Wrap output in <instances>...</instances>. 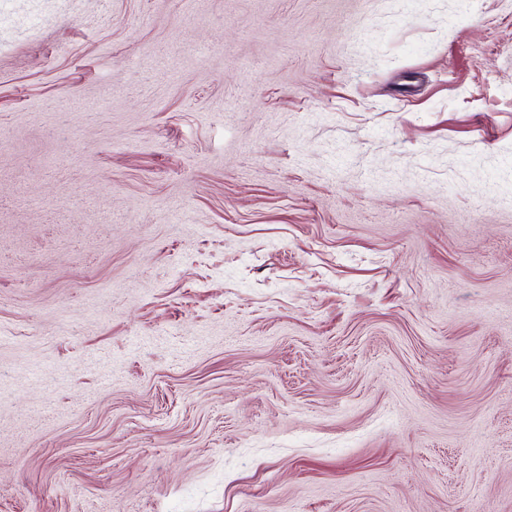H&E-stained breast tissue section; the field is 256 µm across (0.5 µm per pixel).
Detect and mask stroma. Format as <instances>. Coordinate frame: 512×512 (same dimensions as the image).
<instances>
[{
  "instance_id": "35a3bbf8",
  "label": "stroma",
  "mask_w": 512,
  "mask_h": 512,
  "mask_svg": "<svg viewBox=\"0 0 512 512\" xmlns=\"http://www.w3.org/2000/svg\"><path fill=\"white\" fill-rule=\"evenodd\" d=\"M512 512V0H0V512Z\"/></svg>"
}]
</instances>
